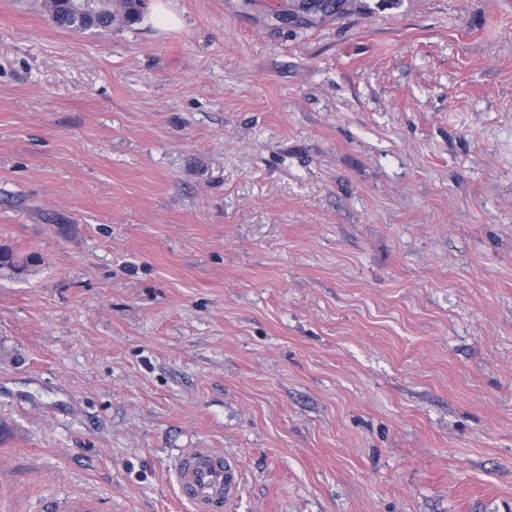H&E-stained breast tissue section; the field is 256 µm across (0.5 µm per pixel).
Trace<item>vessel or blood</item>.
I'll return each instance as SVG.
<instances>
[{"label":"vessel or blood","mask_w":512,"mask_h":512,"mask_svg":"<svg viewBox=\"0 0 512 512\" xmlns=\"http://www.w3.org/2000/svg\"><path fill=\"white\" fill-rule=\"evenodd\" d=\"M174 479L180 499L192 512H230L241 472L222 451L197 448L179 458Z\"/></svg>","instance_id":"obj_1"}]
</instances>
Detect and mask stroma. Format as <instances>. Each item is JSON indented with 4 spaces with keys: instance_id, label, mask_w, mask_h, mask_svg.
Returning <instances> with one entry per match:
<instances>
[{
    "instance_id": "1",
    "label": "stroma",
    "mask_w": 512,
    "mask_h": 512,
    "mask_svg": "<svg viewBox=\"0 0 512 512\" xmlns=\"http://www.w3.org/2000/svg\"><path fill=\"white\" fill-rule=\"evenodd\" d=\"M0 0V512H512V0ZM82 0H46L54 22L66 28L96 29L107 32L112 29L116 15L112 12L111 0H100L92 5L80 3ZM174 479L180 499L194 512L229 511L238 495L241 472L215 448H195L182 455Z\"/></svg>"
}]
</instances>
